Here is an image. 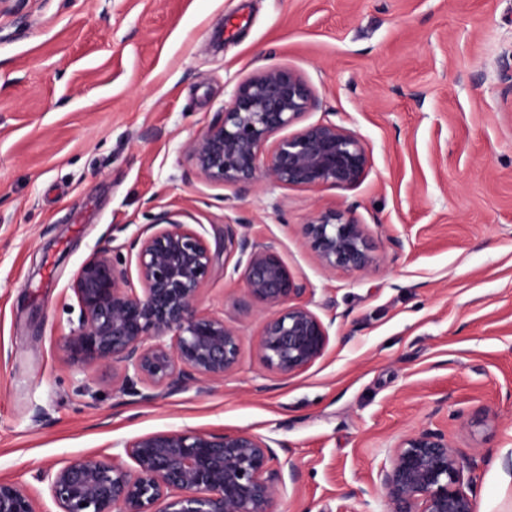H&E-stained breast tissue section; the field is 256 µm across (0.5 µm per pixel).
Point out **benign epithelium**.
<instances>
[{
    "label": "benign epithelium",
    "mask_w": 512,
    "mask_h": 512,
    "mask_svg": "<svg viewBox=\"0 0 512 512\" xmlns=\"http://www.w3.org/2000/svg\"><path fill=\"white\" fill-rule=\"evenodd\" d=\"M317 98L289 69L259 71L240 83L224 112L188 146L198 174L223 184L261 178L286 185L351 188L365 177L370 151L354 133L331 122L283 134ZM273 141L270 153L264 152ZM162 211L129 241L134 288L122 247L103 246L80 267L74 291L81 308L67 337L73 358L90 366L121 364L120 389L172 393L224 380L239 363L242 336L222 316L201 309V290L215 253L205 236ZM304 239L320 266L366 272L373 245L349 211L321 210L304 225ZM238 255L252 304L260 311L288 304L265 320L256 350L267 368L296 375L319 359L329 326L303 301L307 288L272 244L262 245L224 225V258ZM117 454L70 460L41 471L56 512H275L285 478L268 440L247 430L216 434L158 431ZM472 469L448 433L422 428L404 435L380 471L383 512H477L464 487ZM0 512H45L24 481L0 479Z\"/></svg>",
    "instance_id": "obj_1"
}]
</instances>
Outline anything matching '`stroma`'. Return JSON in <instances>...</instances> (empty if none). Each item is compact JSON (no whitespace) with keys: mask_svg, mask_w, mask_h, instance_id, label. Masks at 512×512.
Wrapping results in <instances>:
<instances>
[{"mask_svg":"<svg viewBox=\"0 0 512 512\" xmlns=\"http://www.w3.org/2000/svg\"><path fill=\"white\" fill-rule=\"evenodd\" d=\"M302 76L363 139L356 186L241 188L200 177L187 147L239 83ZM512 0H14L0 16V476L162 430L271 440L299 468L279 512H381L398 441L442 429L473 465L479 512H512ZM352 210L372 239L364 273L306 247L314 212ZM164 210L208 240L225 225L274 244L329 326L321 358L285 377L257 353L265 318L243 268L216 261L206 312L243 336L208 391L149 401L122 369L73 360V286L98 248Z\"/></svg>","mask_w":512,"mask_h":512,"instance_id":"stroma-1","label":"stroma"}]
</instances>
